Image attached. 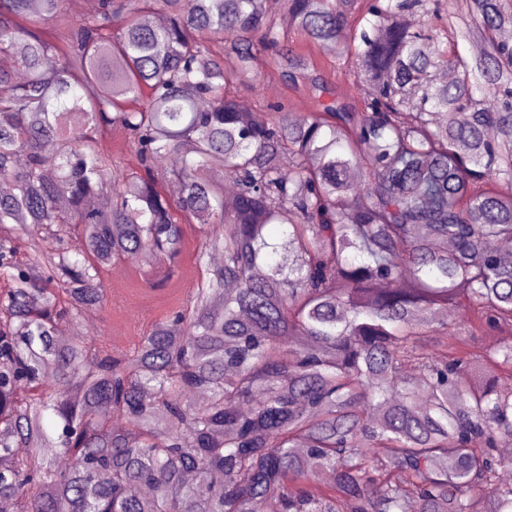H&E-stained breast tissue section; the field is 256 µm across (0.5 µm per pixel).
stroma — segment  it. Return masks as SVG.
Masks as SVG:
<instances>
[{"instance_id": "1", "label": "stroma", "mask_w": 512, "mask_h": 512, "mask_svg": "<svg viewBox=\"0 0 512 512\" xmlns=\"http://www.w3.org/2000/svg\"><path fill=\"white\" fill-rule=\"evenodd\" d=\"M271 52L258 51L251 63L250 81L237 84L256 111L283 102L291 116L299 117L312 109L307 85L291 86L271 64ZM202 235L197 225L185 227L186 246L175 275L159 285L149 284L143 274L144 259L123 262L102 274L106 302L97 309V319L89 325L92 335L101 337L113 352L133 350L142 336L157 321L166 319L183 302L199 272L198 253Z\"/></svg>"}]
</instances>
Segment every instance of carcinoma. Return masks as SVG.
<instances>
[{"label": "carcinoma", "mask_w": 512, "mask_h": 512, "mask_svg": "<svg viewBox=\"0 0 512 512\" xmlns=\"http://www.w3.org/2000/svg\"><path fill=\"white\" fill-rule=\"evenodd\" d=\"M285 6L356 97L263 0H101L79 19L63 0H0V512H512V336L469 343L512 328L497 251L512 240V44L497 37L512 0H472L466 18L439 0ZM157 10L164 26L146 25ZM268 47L312 87L298 123L230 89ZM114 127L144 173L102 152ZM163 156L175 202L154 179ZM177 212L224 225L201 243L224 262L116 356L79 318L104 303L106 267L142 255L153 279L174 272ZM463 296L467 337L436 318ZM279 7L276 12H270L274 18L277 27L280 31L288 33L289 37H292L293 45L296 44V49L305 55H310L312 59H315L318 63L322 78L328 83L331 88L337 90L339 93L345 96L354 94L352 88L344 72L341 73L336 69V63H331L330 56H325L317 47L310 44L302 36L298 35L291 26L284 24L282 21L283 16H288V11L285 8L284 0H279Z\"/></svg>", "instance_id": "carcinoma-1"}]
</instances>
